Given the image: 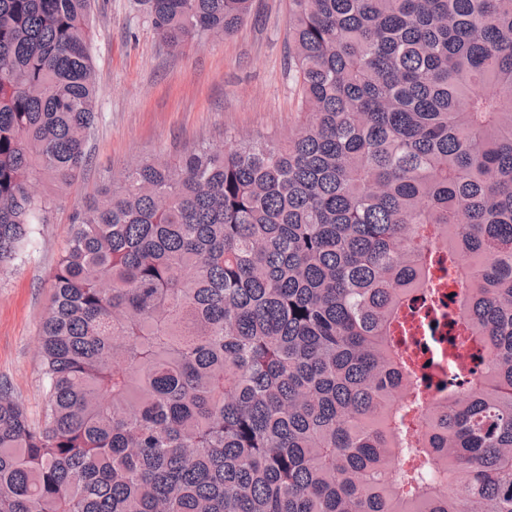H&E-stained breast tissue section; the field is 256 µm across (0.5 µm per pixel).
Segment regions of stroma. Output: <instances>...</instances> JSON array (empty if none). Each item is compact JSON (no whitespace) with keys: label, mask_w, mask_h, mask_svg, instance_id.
<instances>
[{"label":"stroma","mask_w":512,"mask_h":512,"mask_svg":"<svg viewBox=\"0 0 512 512\" xmlns=\"http://www.w3.org/2000/svg\"><path fill=\"white\" fill-rule=\"evenodd\" d=\"M290 0H253V16L232 35L172 49L159 41L141 0H94L91 52L99 86L89 160L68 183L39 185L49 200L32 248L0 269V380L32 424L45 397L39 335L52 276L85 199L128 167L161 154L177 162L200 142L285 139L297 123L288 75Z\"/></svg>","instance_id":"35a3bbf8"}]
</instances>
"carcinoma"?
<instances>
[{"instance_id": "cac0c4a2", "label": "carcinoma", "mask_w": 512, "mask_h": 512, "mask_svg": "<svg viewBox=\"0 0 512 512\" xmlns=\"http://www.w3.org/2000/svg\"><path fill=\"white\" fill-rule=\"evenodd\" d=\"M173 49L252 0H142ZM284 140L130 168L75 214L40 426L0 381V512H512V0H291ZM92 0H0V268L87 162ZM456 266L484 369L395 346Z\"/></svg>"}]
</instances>
